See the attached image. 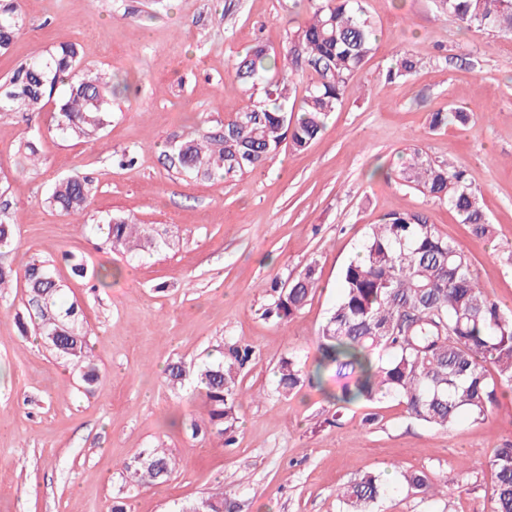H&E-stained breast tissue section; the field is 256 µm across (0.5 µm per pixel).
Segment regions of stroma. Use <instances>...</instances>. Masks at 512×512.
Here are the masks:
<instances>
[{
    "label": "stroma",
    "instance_id": "obj_1",
    "mask_svg": "<svg viewBox=\"0 0 512 512\" xmlns=\"http://www.w3.org/2000/svg\"><path fill=\"white\" fill-rule=\"evenodd\" d=\"M293 0H20L24 24L0 57V83L21 63L65 43L84 67L127 78L98 139H61L55 108L65 86L23 122L0 112V212L15 242L0 258L21 265L53 258L91 331L102 378L85 389L24 334L26 293L0 299V512H181L227 490L224 512H345L338 485L379 475L385 492L372 512H488L496 448L512 445V395L484 419L431 428L399 400L340 408L334 369L290 397L274 392L281 358L314 369L317 334L341 292L342 271L380 216L420 211L472 259L490 297L512 310V37L462 32L437 0H364L381 31L376 53L355 72L342 105L307 149H281L263 168L226 184L176 172L170 145L201 130L224 133L244 108L232 90L235 63L255 42L288 48ZM419 62L407 80L386 83L396 53ZM459 107L475 123L428 128L431 112ZM33 140L41 163L18 152ZM416 147L437 162L456 156L492 223L487 237L448 208L373 174ZM130 154L135 162L118 167ZM87 174L97 187L87 224L46 207L55 179ZM123 214L167 231L158 255L99 249L88 230ZM111 268L106 284L75 278L61 257ZM315 264L319 287L291 319L264 318L273 280ZM248 346L231 446L190 439L180 422L205 419L193 384L170 387L173 361L200 366L217 344ZM169 448L178 466L162 484L132 485L120 464L136 450ZM422 470L443 493L425 498L406 473Z\"/></svg>",
    "mask_w": 512,
    "mask_h": 512
}]
</instances>
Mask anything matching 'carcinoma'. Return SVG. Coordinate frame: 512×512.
<instances>
[{"mask_svg":"<svg viewBox=\"0 0 512 512\" xmlns=\"http://www.w3.org/2000/svg\"><path fill=\"white\" fill-rule=\"evenodd\" d=\"M437 2L441 13L455 17L467 30L512 36V0ZM21 23L16 0H0V55L9 51ZM377 42L363 0H311V14L296 24L283 63L259 43L235 64L241 91H258L260 98L224 122V137L205 131L176 143L170 165L182 173L230 183L263 166L285 144L295 152L307 149L341 103L350 77L376 52ZM416 69L413 56L400 53L387 69L386 83L406 80ZM290 72L310 76L297 102L292 100ZM59 83L68 85V92L59 104L56 129L78 139L97 138L108 122L112 98L130 92L124 79L107 80L81 68L78 48L65 44L20 64L0 84V112L27 121ZM474 120L475 113L450 108L430 113L429 127L467 126ZM385 179L447 206L477 236L492 232L466 170L451 155L448 162L436 163L411 148ZM94 194L89 177H63L52 186L46 204L62 214L81 216ZM92 229L113 253H159L169 247L153 226L120 215H110ZM64 260L73 276H87L83 256L69 253ZM20 280L33 334L57 360L78 370L85 386L95 385L100 370L89 347V329L79 306L64 299L65 284L55 261L32 258L20 268L0 264V296ZM342 281V295L318 332L320 364L355 374L342 387V402L395 397L415 420L449 428L462 417L485 418L498 402L500 388L512 386V313L489 297L469 255L442 236L425 214H384L345 266ZM318 283L316 266L310 263L289 284H272L276 296L263 315L279 320L295 316ZM218 348L221 358L214 362L194 371L177 361L167 365L165 374L172 386L192 378L203 393L207 421L182 423L190 437L208 436L227 446L240 395L238 373L252 350L226 351L222 344ZM306 377L297 359L283 358L276 392L293 394ZM175 467L176 458L163 447L141 450L123 462L137 486L160 483ZM488 467L490 512H512V445L496 449ZM405 480L417 493L433 497L440 492L424 471L412 472ZM382 493L379 477L367 473L339 487L337 498L349 512H369ZM225 501L223 491L203 496L187 512H224Z\"/></svg>","mask_w":512,"mask_h":512,"instance_id":"cac0c4a2","label":"carcinoma"}]
</instances>
